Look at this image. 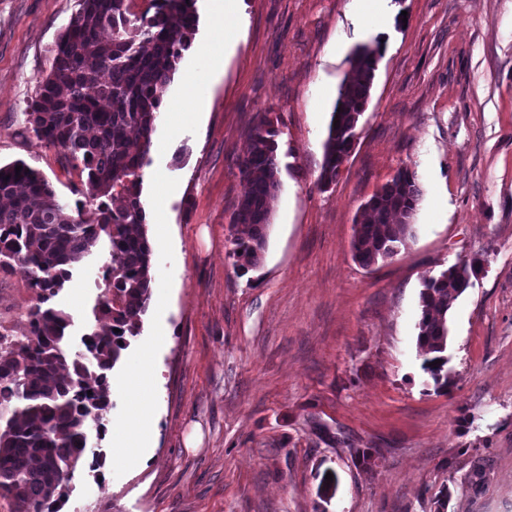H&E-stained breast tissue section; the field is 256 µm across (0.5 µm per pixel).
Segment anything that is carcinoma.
Listing matches in <instances>:
<instances>
[{
  "mask_svg": "<svg viewBox=\"0 0 512 512\" xmlns=\"http://www.w3.org/2000/svg\"><path fill=\"white\" fill-rule=\"evenodd\" d=\"M133 2L79 0L28 113L36 139L58 149L67 172L91 186V216L81 218L80 200L72 215L24 162L0 165V268L20 270L36 294L27 333L0 347V410H11L0 420V497L14 512H60L90 429L106 428V371L128 347L126 336L137 335L151 296L140 172L151 163L160 91L191 46L196 14L195 0H148L138 14ZM376 64L377 50L369 47L351 60L324 142L323 187L336 181L353 148ZM275 135L270 121L261 119L240 162L248 189L232 212L230 231L231 255L242 271L258 263L267 244L271 201L280 188ZM421 195L416 173L405 167L365 203L352 243L361 265L391 259L406 245ZM102 238L112 250V267L93 313L107 327L83 336L84 350L74 351L70 317L55 298ZM480 271L479 260L461 261L428 279L420 293L416 348L438 390L450 385L449 314Z\"/></svg>",
  "mask_w": 512,
  "mask_h": 512,
  "instance_id": "cac0c4a2",
  "label": "carcinoma"
}]
</instances>
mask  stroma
Segmentation results:
<instances>
[{"mask_svg": "<svg viewBox=\"0 0 512 512\" xmlns=\"http://www.w3.org/2000/svg\"><path fill=\"white\" fill-rule=\"evenodd\" d=\"M384 31L349 0H237L218 34L196 0L193 47L162 96L189 105L184 77L214 84L200 119L160 112L141 201L156 199L152 290L138 335L109 371L107 430L90 434L60 512H512V0H383ZM78 0H0V164L40 171L67 206L90 198L27 114ZM221 47L212 74L194 48ZM361 45L377 51L358 139L328 189L317 183L340 85ZM276 131L280 190L257 267L240 272L230 216L247 189L250 129ZM422 196L413 237L365 267L351 242L361 205L400 168ZM482 270L449 317L448 391L422 369L426 278L462 260ZM112 264L98 241L58 300L74 349ZM35 294L0 270V326L27 330ZM152 348L157 381L130 380ZM158 420L134 469L112 445ZM376 448L372 468L355 449ZM483 465L482 486L472 481ZM335 473V496L317 495Z\"/></svg>", "mask_w": 512, "mask_h": 512, "instance_id": "1", "label": "stroma"}]
</instances>
